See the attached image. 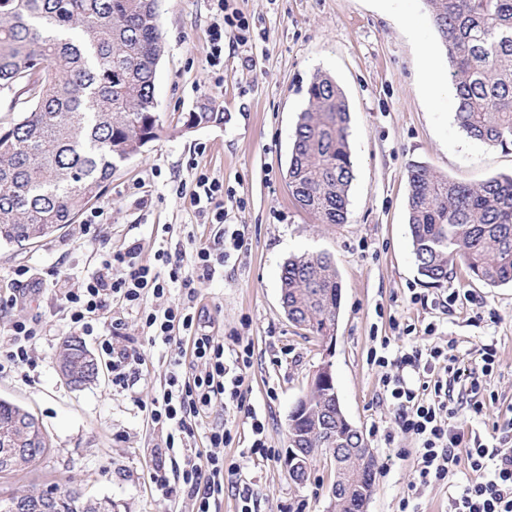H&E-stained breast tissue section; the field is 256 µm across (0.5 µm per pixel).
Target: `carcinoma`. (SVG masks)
Here are the masks:
<instances>
[{
  "mask_svg": "<svg viewBox=\"0 0 512 512\" xmlns=\"http://www.w3.org/2000/svg\"><path fill=\"white\" fill-rule=\"evenodd\" d=\"M446 48L457 102L455 120L472 139L512 148V0H425ZM157 0H0V96L25 99L19 120L0 129V243L47 237L99 200L117 164L157 138L155 73L163 52ZM202 104L185 126L221 123ZM348 106L336 83L318 75L293 130L288 187L321 224L347 221L354 177ZM408 221L418 272L440 284L461 265L489 286L512 283V175L472 186L412 163ZM281 304L294 323L320 339L336 334L342 285L329 254L307 253L281 267ZM288 424V447L306 441L304 481L317 456L360 440L334 400L310 392ZM30 412L0 399V432L29 422ZM377 461L338 504L360 512L374 489ZM53 497L58 512H109L106 501L50 488L18 495Z\"/></svg>",
  "mask_w": 512,
  "mask_h": 512,
  "instance_id": "cac0c4a2",
  "label": "carcinoma"
}]
</instances>
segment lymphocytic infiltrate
<instances>
[{"label": "lymphocytic infiltrate", "instance_id": "1", "mask_svg": "<svg viewBox=\"0 0 512 512\" xmlns=\"http://www.w3.org/2000/svg\"><path fill=\"white\" fill-rule=\"evenodd\" d=\"M224 15V24L211 32V59L220 63L225 40L239 46L251 40L250 24L239 11L231 9L229 0H216ZM178 191L189 192L199 213L206 216L222 241V251L211 247L196 249L191 272H183L180 261L164 249L153 261L141 258L138 244L110 251L100 268L79 288L60 287L56 294L67 313L71 329L89 333L95 324L120 330V321L110 319L113 303H121L137 312L149 344L163 343L173 348L163 391L154 396L144 409L152 425L165 431V449L173 451L184 438L194 436L200 421L213 402L227 400L238 410L246 408L248 387L245 377L231 374L224 360L223 337L199 330L201 312L196 307V285L212 280L219 267L244 246L245 232L227 230V213L222 197L224 183L207 171L197 170L190 184H178ZM184 288L189 302L183 306L156 309L147 306L148 297H160L172 286ZM443 361V374H436V361ZM196 362L198 370L188 371L187 362ZM422 377L415 385L400 376H384L383 383L398 408V425L420 441L413 462V478L408 493L399 503L400 512H419L415 501L418 487L431 483L448 488V512H512V448L491 446L480 438H466L463 428L452 420L459 408L455 395H470L469 409L481 413L483 404L478 377L464 373L455 354L411 348L397 359ZM208 455L194 454L184 460L181 479L196 512H211L210 501L224 492L226 482L237 475V465H225L218 448L233 441L230 429L217 425L205 437Z\"/></svg>", "mask_w": 512, "mask_h": 512}]
</instances>
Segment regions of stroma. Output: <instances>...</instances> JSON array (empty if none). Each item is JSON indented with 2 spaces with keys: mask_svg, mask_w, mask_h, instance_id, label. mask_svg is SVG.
I'll return each mask as SVG.
<instances>
[{
  "mask_svg": "<svg viewBox=\"0 0 512 512\" xmlns=\"http://www.w3.org/2000/svg\"><path fill=\"white\" fill-rule=\"evenodd\" d=\"M231 6L248 19L252 40L239 48L225 42L215 66L210 32L223 17L212 0H158L164 38L155 76L158 137L114 168L104 196L89 207L95 215L89 230L67 224L34 243L0 245V297L18 293L19 269L43 282L39 294L0 308V352L11 346L4 334L11 321L38 315L46 327L31 342L32 365L0 370V398L31 411L49 440L37 465L0 478V492L76 489L111 502L112 512H193L195 502L178 480L182 453L155 458L162 434L139 406L161 390L170 348L148 345L137 314L113 304L111 317L123 322L113 347L140 349L144 365L125 388L113 386L105 367L98 380L70 385L57 369L70 331L54 285L63 279L81 287L110 250L137 243L148 260L161 248L192 253L194 243L209 239L189 197L175 192L191 181L195 163L223 179L224 208L245 227L242 251L199 288L200 326L222 333L225 349L250 346L247 402L273 451L264 460L241 459L255 418L214 404L202 433L186 442L204 448V430L220 423L235 437L224 458L240 461L241 469L213 512H239L246 488L253 512H326L335 476L328 455L317 457L302 482L290 475L286 455L288 416L327 360L345 415L378 461L367 512H398L419 445L400 430L372 351L392 361L414 346L439 348L452 351L460 368L482 373L481 348L494 345L492 370L483 373L482 414L465 413L454 423L512 448V285L490 287L461 267L432 284L413 256L409 163L469 185L512 173V150L486 147L458 127L454 94L426 97L425 56L443 73L448 57L424 0H232ZM320 73L336 81L350 115L355 177L343 224L318 223L295 203L286 178L292 132ZM205 100L223 112V123L185 129V116ZM319 251L331 254L343 287L330 346L291 322L280 301L284 261ZM159 460L169 477L164 490L150 478Z\"/></svg>",
  "mask_w": 512,
  "mask_h": 512,
  "instance_id": "obj_1",
  "label": "stroma"
}]
</instances>
